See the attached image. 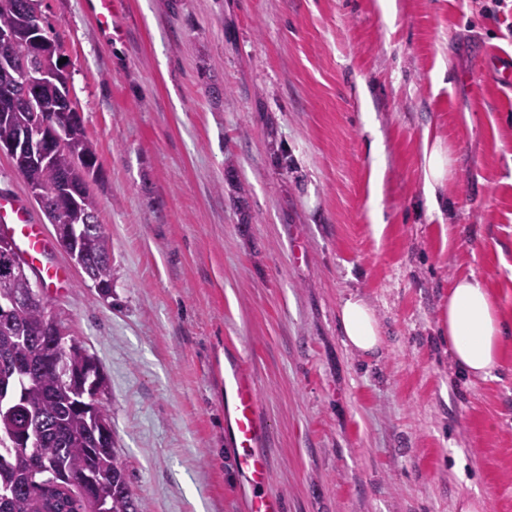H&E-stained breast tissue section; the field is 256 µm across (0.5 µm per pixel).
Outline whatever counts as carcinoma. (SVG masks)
<instances>
[{"label": "carcinoma", "instance_id": "carcinoma-1", "mask_svg": "<svg viewBox=\"0 0 512 512\" xmlns=\"http://www.w3.org/2000/svg\"><path fill=\"white\" fill-rule=\"evenodd\" d=\"M12 8L0 7V31L14 28L17 12L35 16L33 27L47 42L41 14V0H9ZM28 64L41 65L32 37L21 35L0 42V55ZM29 122L26 110L0 120V143L14 139L19 127ZM98 164L94 144L85 137L61 151L47 164L19 156L17 166L26 182L52 190L63 203V211L48 215L49 221L71 224L79 231L74 244L86 262L100 290L112 287L110 239L102 224L90 228L83 223L85 210L81 195L89 194L84 170ZM67 250L73 244L61 241ZM7 288L24 298L8 317H0V385L9 394L0 399V512H94L95 494L79 484L85 474H94L110 512H147L143 499L130 490L126 468L116 440L94 441L96 419L110 422L107 409L90 383L104 385L100 367L86 349L66 353L67 368L61 371L44 361L53 342L52 324L47 317L46 297L30 295V279L15 278ZM36 430L42 439L38 448H18L23 434Z\"/></svg>", "mask_w": 512, "mask_h": 512}]
</instances>
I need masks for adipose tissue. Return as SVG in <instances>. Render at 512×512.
<instances>
[{"instance_id": "adipose-tissue-1", "label": "adipose tissue", "mask_w": 512, "mask_h": 512, "mask_svg": "<svg viewBox=\"0 0 512 512\" xmlns=\"http://www.w3.org/2000/svg\"><path fill=\"white\" fill-rule=\"evenodd\" d=\"M451 173L449 152L441 141L427 142L422 152V182L427 204L439 209L437 190ZM339 326L347 346L363 354L376 352L382 344V329L374 310L352 295L339 310ZM439 332L464 374L488 378L500 364L505 340L512 326L502 319L485 283L476 276L455 279L448 290V302L442 306Z\"/></svg>"}]
</instances>
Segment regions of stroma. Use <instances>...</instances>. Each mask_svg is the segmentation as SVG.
I'll return each mask as SVG.
<instances>
[{"label":"stroma","instance_id":"stroma-1","mask_svg":"<svg viewBox=\"0 0 512 512\" xmlns=\"http://www.w3.org/2000/svg\"><path fill=\"white\" fill-rule=\"evenodd\" d=\"M42 0L95 145L112 292L49 310L99 365L149 512H245L222 368L248 366L285 512H512V337L492 378L438 334L473 275L512 322V0ZM452 159L429 210L425 136ZM386 224L375 237L371 215ZM383 344L347 347L349 295Z\"/></svg>","mask_w":512,"mask_h":512}]
</instances>
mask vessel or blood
Here are the masks:
<instances>
[{"instance_id": "b4317fda", "label": "vessel or blood", "mask_w": 512, "mask_h": 512, "mask_svg": "<svg viewBox=\"0 0 512 512\" xmlns=\"http://www.w3.org/2000/svg\"><path fill=\"white\" fill-rule=\"evenodd\" d=\"M0 231L15 239L20 255L36 272L44 287L58 292L69 288V272L48 260L55 248L54 241L44 234L24 205L11 204L0 197ZM225 390L228 397L224 414L232 428L236 466L249 488L247 512H283L282 499L265 490L270 467L261 448L265 426L256 383L241 365L233 363L227 369Z\"/></svg>"}]
</instances>
